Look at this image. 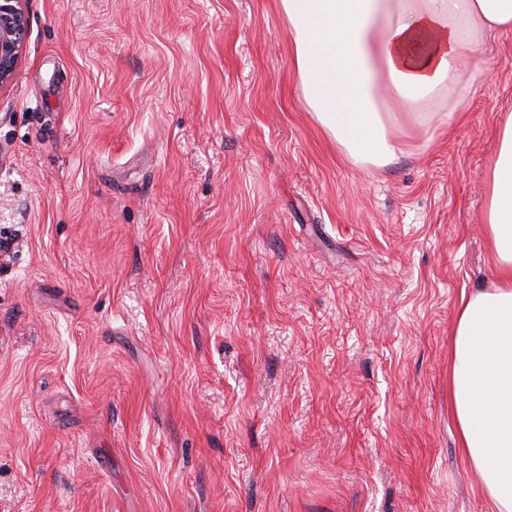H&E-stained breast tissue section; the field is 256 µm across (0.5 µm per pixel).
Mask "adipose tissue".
<instances>
[{
	"mask_svg": "<svg viewBox=\"0 0 512 512\" xmlns=\"http://www.w3.org/2000/svg\"><path fill=\"white\" fill-rule=\"evenodd\" d=\"M309 112L353 162L384 168L400 137L451 127L487 70L483 39L512 33V0H279ZM436 111H424L429 101ZM486 290L462 297L448 342V406L492 512H512V113L485 172Z\"/></svg>",
	"mask_w": 512,
	"mask_h": 512,
	"instance_id": "obj_1",
	"label": "adipose tissue"
}]
</instances>
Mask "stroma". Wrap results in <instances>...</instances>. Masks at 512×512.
I'll use <instances>...</instances> for the list:
<instances>
[{
	"instance_id": "35a3bbf8",
	"label": "stroma",
	"mask_w": 512,
	"mask_h": 512,
	"mask_svg": "<svg viewBox=\"0 0 512 512\" xmlns=\"http://www.w3.org/2000/svg\"><path fill=\"white\" fill-rule=\"evenodd\" d=\"M0 87V512H490L448 410L512 34L347 161L278 0H26Z\"/></svg>"
}]
</instances>
